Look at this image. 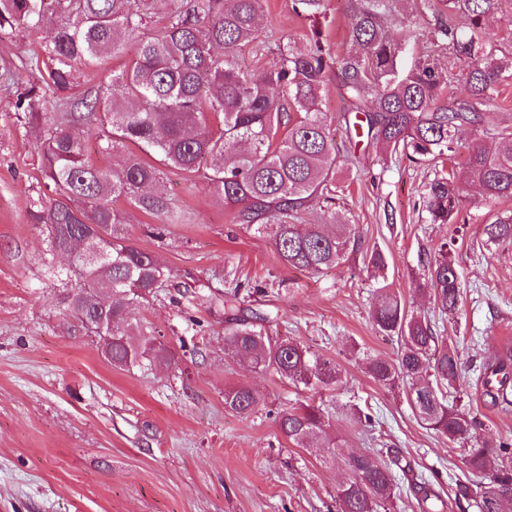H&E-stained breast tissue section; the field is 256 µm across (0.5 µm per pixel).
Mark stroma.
Here are the masks:
<instances>
[{
	"mask_svg": "<svg viewBox=\"0 0 512 512\" xmlns=\"http://www.w3.org/2000/svg\"><path fill=\"white\" fill-rule=\"evenodd\" d=\"M292 0H263L262 51L237 53L243 70L277 60L287 40L307 44L309 19ZM322 40L339 56L355 53L344 0H326ZM49 28L0 32V59H23L12 80L0 75V512H337L345 470L331 457L368 448L391 449L433 482L442 512H474L457 504L459 445L426 429L404 394L365 373L366 358H395L397 344L371 317L375 289L388 283L410 309L440 312L423 288L430 249L454 239L462 302L444 322L462 363L464 405L490 438H512V408L490 406L480 377L495 355L512 358V246L485 244L488 217L478 189L461 211L464 229L430 223L423 208L434 165L346 138L339 122L350 103L335 74L321 108L339 148L344 185L337 223L354 225L363 249L337 268L312 274L286 265L269 234L242 229L214 197L203 173L169 175L166 189L182 210L163 238L148 234L156 217L121 200L130 242L170 270L158 299L135 310L141 325L161 332L168 357L151 368L113 367L92 338L74 336L56 288L68 266L47 261L45 231L29 224L26 203L42 176L32 131L14 119L15 86H42L33 66ZM138 37L75 74L74 93L108 85L135 57ZM387 258L384 279L368 268L364 250ZM254 289L247 306L272 316L273 337H290L335 360L339 383L323 391L331 419L327 447L288 442L272 416L308 394L275 371H252L224 356V294L230 282ZM246 385L265 399L249 418L225 408V389ZM354 404L376 418L373 429L342 422L337 408Z\"/></svg>",
	"mask_w": 512,
	"mask_h": 512,
	"instance_id": "obj_1",
	"label": "stroma"
}]
</instances>
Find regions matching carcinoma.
<instances>
[{"label": "carcinoma", "mask_w": 512, "mask_h": 512, "mask_svg": "<svg viewBox=\"0 0 512 512\" xmlns=\"http://www.w3.org/2000/svg\"><path fill=\"white\" fill-rule=\"evenodd\" d=\"M448 24L420 27L418 0H345L353 17L354 55L337 57L320 33L301 48L279 47L277 63L259 73L242 71L239 49L259 43L261 0H0V31L51 27L43 51L47 85L57 93L72 86L76 65L92 66L115 52L155 17L163 24L139 42L137 55L112 87L95 95L66 98L67 112H50L30 86L13 104L20 124L38 131L37 156L44 187L28 196V223L46 230L50 251L71 262L65 277L71 287L60 303L84 334L85 322H112V342L104 347L112 365L143 368L165 358L155 335L134 333L132 310L155 295L169 275L155 257L129 243L125 217L114 207L128 199L165 224L181 221L170 203L167 171L192 174L204 168L213 195L234 210L244 228L273 230L281 259L312 273L338 267L358 245L349 225L328 233L303 223L309 207L335 203L336 142L320 93L326 75L341 76L353 109L362 114L367 137L409 157L465 158L425 185L423 203L432 224H452L465 190L479 185L490 205L512 199V131L495 121L492 101L498 86L512 78V56H497V33L487 24L499 0H441ZM295 14L317 18L325 0H293ZM469 19L466 30L454 17ZM412 43L422 44L413 64L405 65ZM448 48V65L439 53ZM461 82L467 95L447 97ZM300 114L294 122L288 108ZM221 118L217 132L207 131ZM99 130L101 152L112 167L88 161L80 136L83 126ZM472 126L497 139L492 149L459 142ZM135 146L143 153L130 150ZM488 245L512 244V210L495 212L482 224ZM424 286L440 312L459 311L462 286L453 244L437 243L426 257ZM224 296V353L254 369L274 370L305 390L317 392L341 380L333 360L292 338L265 332L268 318L242 315L239 290ZM383 293L372 319L379 333L400 344L396 358H368L365 372L380 386L403 388L416 419L453 444H463L464 480L457 499L498 498L501 512H512V440L480 436L482 422L461 407V362L424 316L410 312L397 292ZM484 393L493 407L512 405V359L495 357L483 372ZM264 404L247 386L224 392V407L248 418ZM339 413L371 428L375 417L356 407ZM281 433L299 447L316 445L329 416L301 404L276 412ZM350 473L336 492L338 512H382L400 492L392 466L369 453L341 460Z\"/></svg>", "instance_id": "obj_1"}]
</instances>
